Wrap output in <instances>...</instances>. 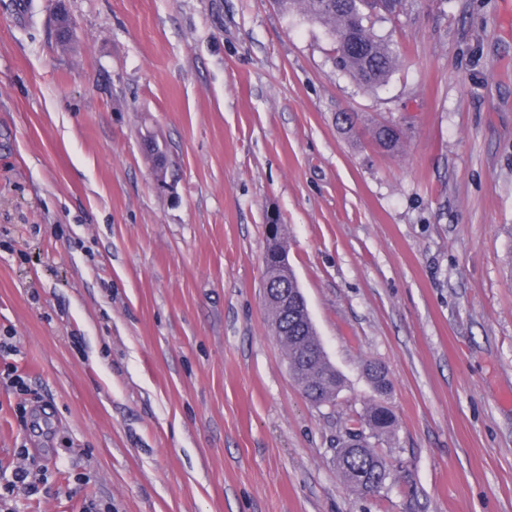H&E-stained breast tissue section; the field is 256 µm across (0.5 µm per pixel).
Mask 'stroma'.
Segmentation results:
<instances>
[{
    "label": "stroma",
    "mask_w": 512,
    "mask_h": 512,
    "mask_svg": "<svg viewBox=\"0 0 512 512\" xmlns=\"http://www.w3.org/2000/svg\"><path fill=\"white\" fill-rule=\"evenodd\" d=\"M374 29L400 63L366 90L275 0H0V373L29 387L0 380V477L51 473L13 512H512V0ZM272 214L331 404L272 334ZM375 398L362 495L336 441ZM397 124H388V127H395ZM383 124L375 126L372 130L374 143L387 152H394L400 147V130L391 133L389 128ZM396 425L397 418L392 410L377 402L365 404L363 410L350 419L345 433L363 438L364 445L350 447L356 449L345 452L336 451L337 470L346 485L360 493H371V486L375 485L377 491L384 484L386 464L374 452L371 440H379Z\"/></svg>",
    "instance_id": "1"
}]
</instances>
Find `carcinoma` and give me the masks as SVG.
Here are the masks:
<instances>
[{
  "label": "carcinoma",
  "mask_w": 512,
  "mask_h": 512,
  "mask_svg": "<svg viewBox=\"0 0 512 512\" xmlns=\"http://www.w3.org/2000/svg\"><path fill=\"white\" fill-rule=\"evenodd\" d=\"M286 11L297 10L310 21L324 26L336 40V68L350 75L362 88L383 85L395 69L399 55L390 40L374 31L371 18L395 13L396 2L371 0L368 10L357 11L356 0H276ZM374 143L387 152L400 147V132H390L383 124L372 130ZM270 290H286L288 307L276 301L267 302L271 324L280 334L288 369L304 396L314 404L335 401L343 380L326 355L319 353L320 340L306 307L296 301L298 284L290 268L271 262L265 265ZM397 418L388 407L377 403L365 404L363 410L350 419L345 433L364 439V444L352 450L336 451L337 470L346 485L360 493L371 486L381 487L387 470L384 460L373 450V441L390 433Z\"/></svg>",
  "instance_id": "1"
}]
</instances>
